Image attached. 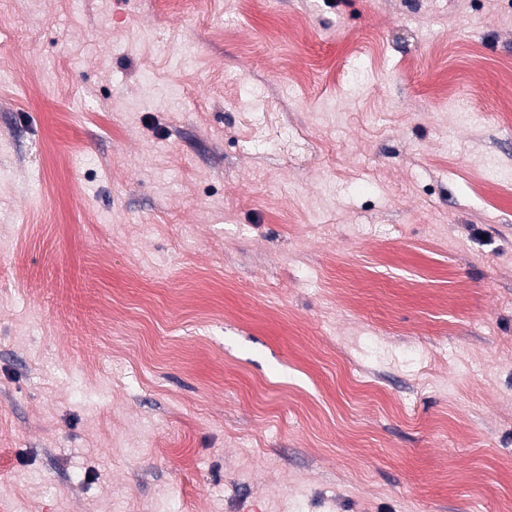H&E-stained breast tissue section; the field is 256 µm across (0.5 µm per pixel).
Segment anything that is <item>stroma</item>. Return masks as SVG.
<instances>
[{
	"instance_id": "stroma-1",
	"label": "stroma",
	"mask_w": 512,
	"mask_h": 512,
	"mask_svg": "<svg viewBox=\"0 0 512 512\" xmlns=\"http://www.w3.org/2000/svg\"><path fill=\"white\" fill-rule=\"evenodd\" d=\"M512 0H0V512L512 501Z\"/></svg>"
}]
</instances>
